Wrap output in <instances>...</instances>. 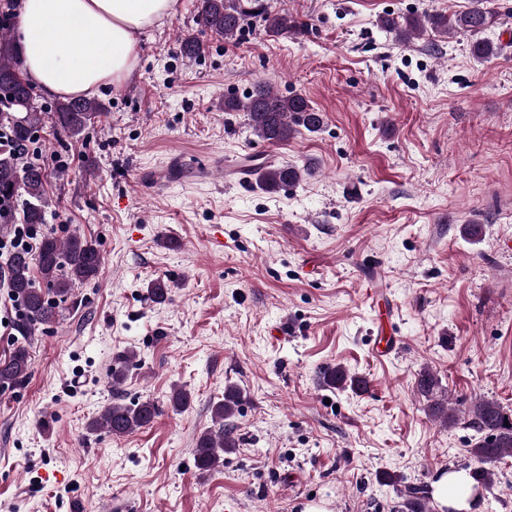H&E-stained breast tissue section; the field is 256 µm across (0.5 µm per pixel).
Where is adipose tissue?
<instances>
[{
	"label": "adipose tissue",
	"mask_w": 512,
	"mask_h": 512,
	"mask_svg": "<svg viewBox=\"0 0 512 512\" xmlns=\"http://www.w3.org/2000/svg\"><path fill=\"white\" fill-rule=\"evenodd\" d=\"M177 0H22L23 65L42 92L89 97L129 79L138 35L167 16ZM437 507L470 512L472 479L460 470L430 486Z\"/></svg>",
	"instance_id": "ef3b65f1"
}]
</instances>
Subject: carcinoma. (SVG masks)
Listing matches in <instances>:
<instances>
[{
    "label": "carcinoma",
    "instance_id": "1",
    "mask_svg": "<svg viewBox=\"0 0 512 512\" xmlns=\"http://www.w3.org/2000/svg\"><path fill=\"white\" fill-rule=\"evenodd\" d=\"M20 2L0 0V129L13 144L10 150H0V233H8L7 225L15 223L17 217L21 223L38 230L34 252L12 253L5 260L6 285L22 311L16 331L21 336H31L40 327L56 321L62 302L71 297L74 288L98 276L103 255L98 243L85 235L73 233L61 238L46 229V216L56 206L46 192L48 174L42 171L41 164L25 161L23 154L37 137L45 118L52 120L58 143L62 145L67 139L80 138L88 127L106 115V108L95 98H80L58 101L52 112L42 110L37 103L36 88L22 71V50L16 28ZM251 19L261 20L265 31L272 36H286L300 29L287 10L271 11L263 0H200V23L226 40L236 38ZM495 23L496 14L482 4L450 17L387 15L379 19L380 27L402 43L423 36L429 29L442 34L469 35L471 54L481 60L495 54L494 45L481 38ZM224 111L246 113L254 135L272 147L288 143L303 130L314 133L323 126L322 113L305 97L278 94L261 84L242 98H224ZM247 171L269 192L300 183L303 174L295 165L269 162L252 165ZM135 359L136 354L128 352L113 362L112 385L123 383L126 370ZM31 364L28 346L15 341L8 356L0 358V390L26 382ZM319 378L334 389H359L366 385L364 379L349 375L338 364L321 367ZM439 388L440 381L433 372L419 373L416 389L427 400L428 414L446 426L453 425L458 418L450 412ZM242 398V390L229 385L222 400L213 405V427L199 435L193 448L198 469H214L224 462V453L238 447L233 418ZM159 413V406L153 400L128 405L117 398L89 422L88 429L123 437L150 425ZM467 417L468 425L479 434V440L469 449L475 463L474 488L488 489L495 463L512 457V414L494 401L481 399L468 407ZM397 493L398 512H434L423 487L409 484Z\"/></svg>",
    "mask_w": 512,
    "mask_h": 512
}]
</instances>
